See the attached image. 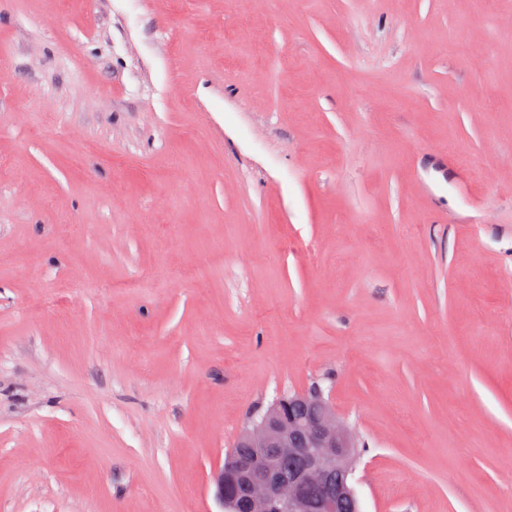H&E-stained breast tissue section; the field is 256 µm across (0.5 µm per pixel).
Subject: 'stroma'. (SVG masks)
I'll return each mask as SVG.
<instances>
[{"instance_id": "35a3bbf8", "label": "stroma", "mask_w": 512, "mask_h": 512, "mask_svg": "<svg viewBox=\"0 0 512 512\" xmlns=\"http://www.w3.org/2000/svg\"><path fill=\"white\" fill-rule=\"evenodd\" d=\"M315 384L512 512V0H0V512H219Z\"/></svg>"}]
</instances>
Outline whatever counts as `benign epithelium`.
Listing matches in <instances>:
<instances>
[{
	"instance_id": "7a95c632",
	"label": "benign epithelium",
	"mask_w": 512,
	"mask_h": 512,
	"mask_svg": "<svg viewBox=\"0 0 512 512\" xmlns=\"http://www.w3.org/2000/svg\"><path fill=\"white\" fill-rule=\"evenodd\" d=\"M233 447L250 448L252 455L245 459L231 451L225 465L214 471L215 497L224 512H238L236 496L225 492L227 487L242 489L248 512H309L298 488L316 482L334 486L322 512H337L340 502L361 512L352 483L359 443L320 387L277 398L238 434ZM279 454L301 455L306 465L285 475L274 462Z\"/></svg>"
}]
</instances>
